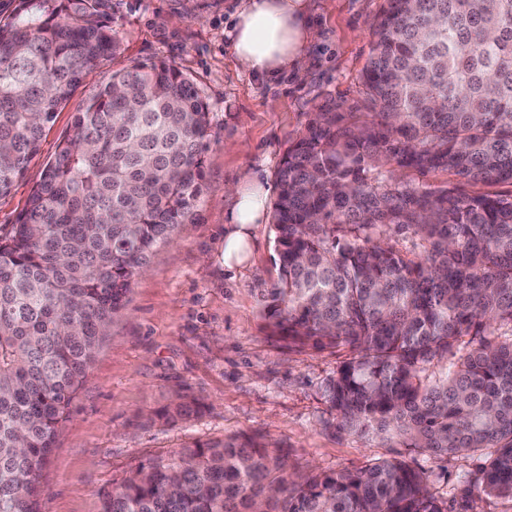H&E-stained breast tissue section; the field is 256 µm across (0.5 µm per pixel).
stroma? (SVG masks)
<instances>
[{
    "mask_svg": "<svg viewBox=\"0 0 512 512\" xmlns=\"http://www.w3.org/2000/svg\"><path fill=\"white\" fill-rule=\"evenodd\" d=\"M241 3L104 0L101 17L119 39V53L76 88L46 126L24 175L0 196L1 238L26 209L83 101L131 62L169 60L210 107L194 220L154 250L132 285L40 474L38 512H101L113 483L141 463L234 436L281 450L300 474L396 459L422 472L430 491L447 499L448 512H512V500L460 484L461 471L475 469L478 457L436 458L395 436L332 427L322 387L346 351L273 335L262 315V293L278 277L270 221L254 225L249 259L225 269L228 187L256 173L276 195L283 153L310 113L334 102L371 111L362 73L384 0H310L319 31L311 66L275 80L245 72L229 50L224 30ZM182 396L198 399L202 410L186 421L160 418Z\"/></svg>",
    "mask_w": 512,
    "mask_h": 512,
    "instance_id": "stroma-1",
    "label": "stroma"
}]
</instances>
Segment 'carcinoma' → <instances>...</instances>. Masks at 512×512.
<instances>
[{
    "mask_svg": "<svg viewBox=\"0 0 512 512\" xmlns=\"http://www.w3.org/2000/svg\"><path fill=\"white\" fill-rule=\"evenodd\" d=\"M0 22V196L120 48L102 0H16ZM363 72L374 112L310 114L277 171L274 331L349 355L322 389L337 425L436 457L512 499V195H454L407 169L512 184V0H385ZM209 105L164 60L76 112L0 240V512H37L40 472L154 248L192 222ZM405 239L390 243L388 233ZM196 400L172 403L176 422ZM102 512H448L398 460L288 473L254 437L197 443L112 486Z\"/></svg>",
    "mask_w": 512,
    "mask_h": 512,
    "instance_id": "obj_1",
    "label": "carcinoma"
}]
</instances>
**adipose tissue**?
Masks as SVG:
<instances>
[{"label": "adipose tissue", "instance_id": "1", "mask_svg": "<svg viewBox=\"0 0 512 512\" xmlns=\"http://www.w3.org/2000/svg\"><path fill=\"white\" fill-rule=\"evenodd\" d=\"M317 35L309 0H244L227 31L237 63L265 78L305 71ZM229 194L234 206L224 237V265L231 269L243 257L253 225L264 218L267 194L255 177L232 186Z\"/></svg>", "mask_w": 512, "mask_h": 512}]
</instances>
